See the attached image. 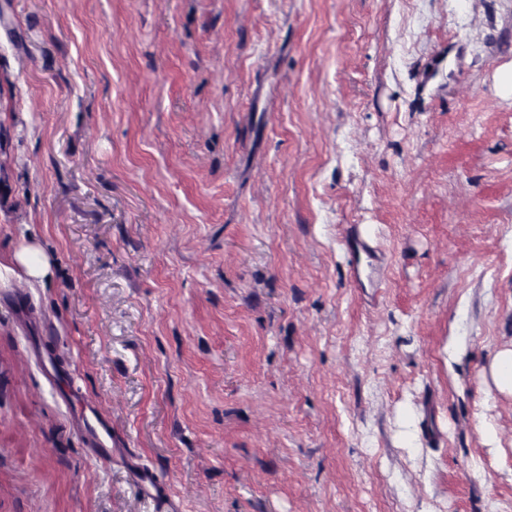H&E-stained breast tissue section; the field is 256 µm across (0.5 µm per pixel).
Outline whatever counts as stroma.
Masks as SVG:
<instances>
[{
    "label": "stroma",
    "instance_id": "35a3bbf8",
    "mask_svg": "<svg viewBox=\"0 0 512 512\" xmlns=\"http://www.w3.org/2000/svg\"><path fill=\"white\" fill-rule=\"evenodd\" d=\"M0 15V512H512V0ZM21 271L32 284L41 283L50 271L48 258L36 247H29L21 252L1 260L0 288H4L17 271ZM484 379L499 395L512 397V348H500L490 354Z\"/></svg>",
    "mask_w": 512,
    "mask_h": 512
}]
</instances>
